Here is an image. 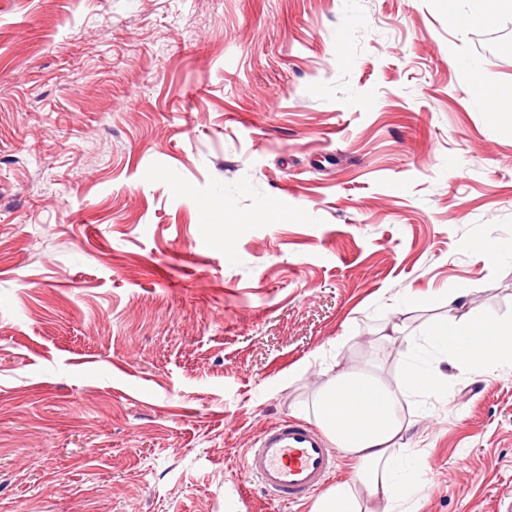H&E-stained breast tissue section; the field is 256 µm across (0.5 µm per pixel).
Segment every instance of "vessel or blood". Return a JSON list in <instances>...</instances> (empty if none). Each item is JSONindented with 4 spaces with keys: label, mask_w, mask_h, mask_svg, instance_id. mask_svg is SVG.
<instances>
[{
    "label": "vessel or blood",
    "mask_w": 512,
    "mask_h": 512,
    "mask_svg": "<svg viewBox=\"0 0 512 512\" xmlns=\"http://www.w3.org/2000/svg\"><path fill=\"white\" fill-rule=\"evenodd\" d=\"M336 454L319 431L283 421L268 427L246 449L242 471L271 499L301 501L325 487L336 470Z\"/></svg>",
    "instance_id": "1"
}]
</instances>
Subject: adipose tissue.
<instances>
[{"label": "adipose tissue", "mask_w": 512, "mask_h": 512, "mask_svg": "<svg viewBox=\"0 0 512 512\" xmlns=\"http://www.w3.org/2000/svg\"><path fill=\"white\" fill-rule=\"evenodd\" d=\"M462 15L457 0H438L448 25L487 23L512 14V0H472ZM460 374L493 372L512 363V318L494 322H442L425 337ZM448 377L436 369L407 364L397 380L371 368H339L319 388L304 411L355 467L353 480L331 487L311 512H374L376 506L413 500L420 486L404 480V462L396 453L409 425L401 415V398L426 401L446 392Z\"/></svg>", "instance_id": "1"}]
</instances>
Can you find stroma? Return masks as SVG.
I'll return each instance as SVG.
<instances>
[{
	"label": "stroma",
	"instance_id": "obj_1",
	"mask_svg": "<svg viewBox=\"0 0 512 512\" xmlns=\"http://www.w3.org/2000/svg\"><path fill=\"white\" fill-rule=\"evenodd\" d=\"M512 15L0 0V512H310L240 460L337 366L512 316ZM428 297L411 309V295ZM415 408L417 512L512 501V367ZM476 247L490 264H495L505 253H511V243H506L498 238L487 236Z\"/></svg>",
	"mask_w": 512,
	"mask_h": 512
}]
</instances>
